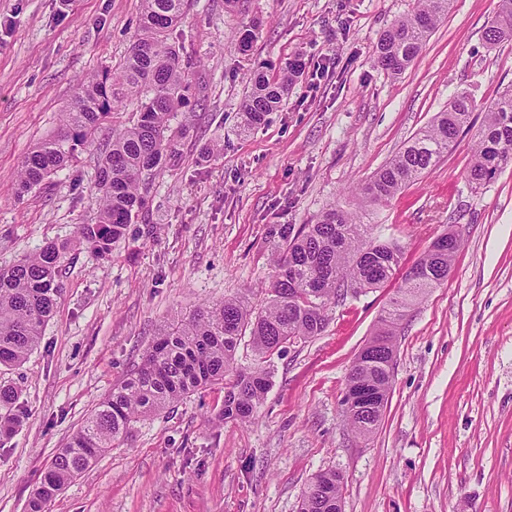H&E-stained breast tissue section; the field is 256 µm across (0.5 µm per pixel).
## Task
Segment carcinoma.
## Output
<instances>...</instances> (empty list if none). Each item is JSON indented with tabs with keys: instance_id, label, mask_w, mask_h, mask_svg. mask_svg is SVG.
<instances>
[{
	"instance_id": "obj_1",
	"label": "carcinoma",
	"mask_w": 512,
	"mask_h": 512,
	"mask_svg": "<svg viewBox=\"0 0 512 512\" xmlns=\"http://www.w3.org/2000/svg\"><path fill=\"white\" fill-rule=\"evenodd\" d=\"M138 30L120 72H96L79 86L62 128L41 142L22 163L18 196L76 159L79 147L117 111L119 96L141 97L136 120L101 151L96 189L99 218L81 224L76 240L50 241L35 253L0 267V368L22 364L38 345L63 291V262L77 245L100 259L123 238L129 225L146 219L149 203L145 176L173 166L181 156L187 131L170 123L182 109L201 106V82L193 63L172 37L192 0H142ZM449 0H418L413 13L385 30L376 46V63L393 76L402 74L422 54ZM512 37V0H500L499 12L487 28L495 43ZM297 60L279 74L259 67L250 75L242 103L245 124L256 125L277 112L300 73ZM474 105L462 93L436 113L397 153L356 188L360 207L387 203L406 187L432 172L461 133L470 128ZM512 165V90L484 112L467 179L480 188ZM463 241L449 231L437 237L411 265L414 277L401 275L397 294L379 320L367 349L358 355L347 376V388L366 398L345 402V419L359 437H370L379 426L391 390L389 354L409 309L448 276ZM402 266L399 246L371 238V225L357 212L332 208L315 223L283 236L274 259V274L264 306L255 310L238 298L202 304L166 326L146 351L141 365L98 404L84 424L60 449L33 491L27 512H47V505L99 456L112 448L139 417L162 411L208 386L224 385L220 417L247 422L254 417L270 386L271 357L286 346L321 335L328 325L327 309L352 292L379 288ZM251 337L254 366L234 367L243 334ZM18 393L0 384V434L20 424ZM344 477L317 474L303 493L299 512H336L343 500Z\"/></svg>"
}]
</instances>
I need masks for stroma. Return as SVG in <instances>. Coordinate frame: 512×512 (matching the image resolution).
<instances>
[{"mask_svg":"<svg viewBox=\"0 0 512 512\" xmlns=\"http://www.w3.org/2000/svg\"><path fill=\"white\" fill-rule=\"evenodd\" d=\"M417 0H196L174 34L200 65L203 102L177 112L182 157L147 176L150 211L106 259L64 260V292L27 360L0 374L23 423L0 444V512H27L42 471L90 411L138 368L160 329L200 304L260 307L283 232L336 207L460 93L474 117L512 88V39L485 30L498 0H452L421 56L399 76L373 63L381 33ZM141 0H0V266L94 223L99 149L24 197L17 173L60 129L81 79L118 70ZM256 23L249 52L240 29ZM304 69L280 111L240 131L247 77L293 57ZM477 129L368 221L413 263L455 228L447 279L396 338L392 390L375 433L344 417L349 370L398 280L330 306L318 337L271 360L248 422H215L224 388L199 390L134 422L48 512H298L316 474L345 477L344 512H512V168L481 188L466 178ZM220 153L201 158L203 145Z\"/></svg>","mask_w":512,"mask_h":512,"instance_id":"35a3bbf8","label":"stroma"}]
</instances>
